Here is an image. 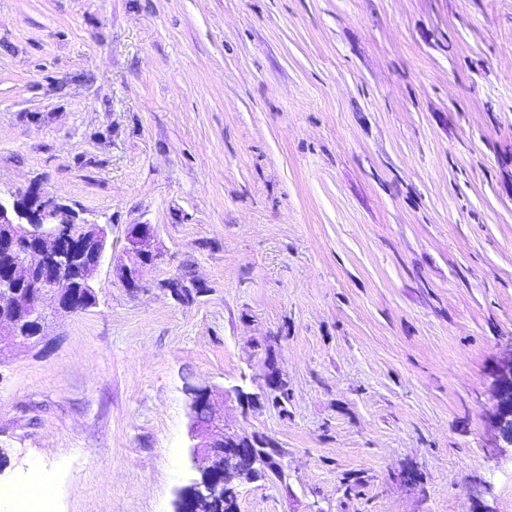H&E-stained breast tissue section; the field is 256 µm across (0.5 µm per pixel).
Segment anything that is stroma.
I'll use <instances>...</instances> for the list:
<instances>
[{"label":"stroma","mask_w":512,"mask_h":512,"mask_svg":"<svg viewBox=\"0 0 512 512\" xmlns=\"http://www.w3.org/2000/svg\"><path fill=\"white\" fill-rule=\"evenodd\" d=\"M33 185L107 258L0 363L1 485L173 512L212 386L280 453L237 512H512V0H0V195ZM272 370L286 407H241ZM153 236V229L147 224L134 226L128 233V241L131 246L130 253L132 255V263L130 266H124L122 278L126 285L135 288L131 290H139L141 283L139 279V266L142 265L143 259H148V264L155 263L162 259V254L153 252L145 248L146 243ZM132 285V286H131ZM495 404L492 418L497 447H512V346L494 371Z\"/></svg>","instance_id":"35a3bbf8"}]
</instances>
